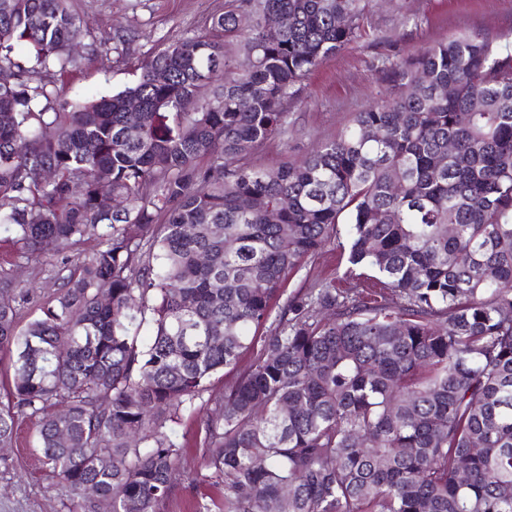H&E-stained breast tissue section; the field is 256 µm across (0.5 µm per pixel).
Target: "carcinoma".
Segmentation results:
<instances>
[{"mask_svg": "<svg viewBox=\"0 0 512 512\" xmlns=\"http://www.w3.org/2000/svg\"><path fill=\"white\" fill-rule=\"evenodd\" d=\"M371 2L226 0L123 91L70 98L46 77L82 63L78 15L0 0V447L16 412L36 419L93 512H155L182 457L172 424L271 318L200 426L224 495L195 512H512V51L472 34L386 56L385 92L336 139L252 161ZM271 14L288 17L275 35ZM103 178L123 209L101 204ZM253 196L264 207L243 209ZM330 244L368 281L272 315ZM46 252L58 292L21 329L19 272Z\"/></svg>", "mask_w": 512, "mask_h": 512, "instance_id": "1", "label": "carcinoma"}]
</instances>
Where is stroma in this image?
Segmentation results:
<instances>
[{
    "mask_svg": "<svg viewBox=\"0 0 512 512\" xmlns=\"http://www.w3.org/2000/svg\"><path fill=\"white\" fill-rule=\"evenodd\" d=\"M225 0H73L81 18L88 48L79 70L55 76L67 95L101 96L123 90L140 73L142 64L165 45L203 30L212 15L223 12ZM363 38L324 59L297 86L288 103L287 139L265 142L257 161L275 166L285 157H302L318 144L336 138L352 123L356 112L380 96L386 84L377 62L397 50L410 51L425 44L479 32L500 46L512 48V0H381L371 8ZM124 35L123 54L111 47ZM108 56H100V49ZM51 254H43L30 269L32 294L21 309L22 322L40 314L43 303L58 289ZM346 257L324 248L305 259L285 283L287 292L314 282L345 275ZM346 277V275H345ZM346 277V286L358 284ZM205 407L184 414L172 432L185 449L171 490L156 512H193L200 496L220 497L221 479L207 477L205 450L197 429ZM9 467L0 466V512H83L85 505L43 464L36 442V426L17 415L11 447L0 448Z\"/></svg>",
    "mask_w": 512,
    "mask_h": 512,
    "instance_id": "35a3bbf8",
    "label": "stroma"
}]
</instances>
